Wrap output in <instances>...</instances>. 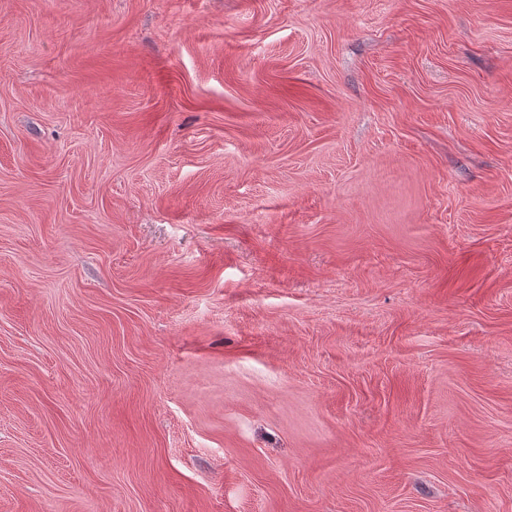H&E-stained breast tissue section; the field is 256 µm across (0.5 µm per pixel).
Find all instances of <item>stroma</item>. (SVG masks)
I'll return each instance as SVG.
<instances>
[{"label":"stroma","instance_id":"stroma-1","mask_svg":"<svg viewBox=\"0 0 512 512\" xmlns=\"http://www.w3.org/2000/svg\"><path fill=\"white\" fill-rule=\"evenodd\" d=\"M0 512H512V0H0Z\"/></svg>","mask_w":512,"mask_h":512}]
</instances>
